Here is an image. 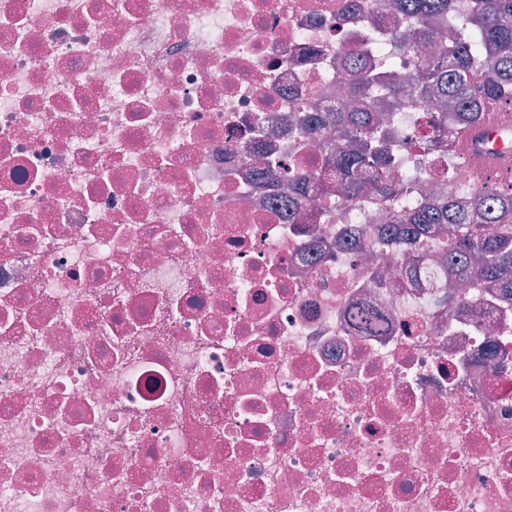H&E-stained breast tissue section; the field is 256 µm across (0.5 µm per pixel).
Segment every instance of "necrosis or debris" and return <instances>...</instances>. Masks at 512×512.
Here are the masks:
<instances>
[{
    "mask_svg": "<svg viewBox=\"0 0 512 512\" xmlns=\"http://www.w3.org/2000/svg\"><path fill=\"white\" fill-rule=\"evenodd\" d=\"M376 2L0 0V512H512V299L279 209ZM438 109L403 164L469 193Z\"/></svg>",
    "mask_w": 512,
    "mask_h": 512,
    "instance_id": "necrosis-or-debris-1",
    "label": "necrosis or debris"
}]
</instances>
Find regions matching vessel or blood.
<instances>
[{
    "mask_svg": "<svg viewBox=\"0 0 512 512\" xmlns=\"http://www.w3.org/2000/svg\"><path fill=\"white\" fill-rule=\"evenodd\" d=\"M497 109V104H488L482 120L457 142L465 159L475 162L481 180L492 173L512 176V127L501 125Z\"/></svg>",
    "mask_w": 512,
    "mask_h": 512,
    "instance_id": "b4317fda",
    "label": "vessel or blood"
}]
</instances>
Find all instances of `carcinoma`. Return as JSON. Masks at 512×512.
I'll use <instances>...</instances> for the list:
<instances>
[{"mask_svg": "<svg viewBox=\"0 0 512 512\" xmlns=\"http://www.w3.org/2000/svg\"><path fill=\"white\" fill-rule=\"evenodd\" d=\"M391 10L414 17L418 26L391 34L367 29L365 47L344 66L353 107L327 112L321 123L306 115L299 121L303 139L324 151L321 168L303 176L301 188L348 200L369 193L387 199L396 215L387 237L410 242L447 230L451 283L512 291V194L482 183L467 205L451 194L434 204L418 202L425 174L399 170L401 146L388 131L390 112L403 100H446L454 112L442 114L432 132L434 146L446 150L480 120L486 101L512 102V0H392ZM390 41L400 50L428 44L438 51L416 57L402 77L382 47ZM485 224L498 225L499 232L485 234Z\"/></svg>", "mask_w": 512, "mask_h": 512, "instance_id": "carcinoma-1", "label": "carcinoma"}]
</instances>
